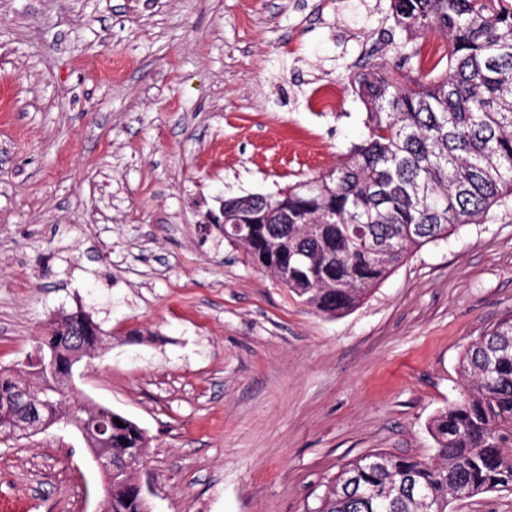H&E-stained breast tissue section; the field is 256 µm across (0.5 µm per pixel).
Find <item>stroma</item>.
<instances>
[{"mask_svg":"<svg viewBox=\"0 0 512 512\" xmlns=\"http://www.w3.org/2000/svg\"><path fill=\"white\" fill-rule=\"evenodd\" d=\"M390 0H0V366L59 313L104 332L73 400L149 437L153 512H316L372 451L430 458L465 348L512 317V196L330 318L242 249L221 200L276 194L364 140L349 76ZM336 89L318 112L312 94ZM74 429L0 443L13 512H94Z\"/></svg>","mask_w":512,"mask_h":512,"instance_id":"35a3bbf8","label":"stroma"}]
</instances>
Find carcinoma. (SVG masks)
Listing matches in <instances>:
<instances>
[{
  "instance_id": "1",
  "label": "carcinoma",
  "mask_w": 512,
  "mask_h": 512,
  "mask_svg": "<svg viewBox=\"0 0 512 512\" xmlns=\"http://www.w3.org/2000/svg\"><path fill=\"white\" fill-rule=\"evenodd\" d=\"M390 17L404 32L398 64L373 54L349 77L366 109V140L334 169L260 204L224 200V223L211 225L253 266L330 316L357 307L411 251L481 222L512 196V0H391ZM430 36L448 46L442 70L421 65L419 40ZM232 224L247 225L248 237L227 235ZM73 316L93 347L101 327L83 310ZM23 369L34 391L57 387L43 417L79 432L96 409L99 419L114 418L113 460L144 458L149 438L138 424L70 402L45 343ZM460 371L461 399L430 424L434 457L357 458L330 482L317 512H448L453 499L512 492V322L471 343ZM14 382L12 369L0 370V409ZM133 479L112 476V512H151Z\"/></svg>"
}]
</instances>
